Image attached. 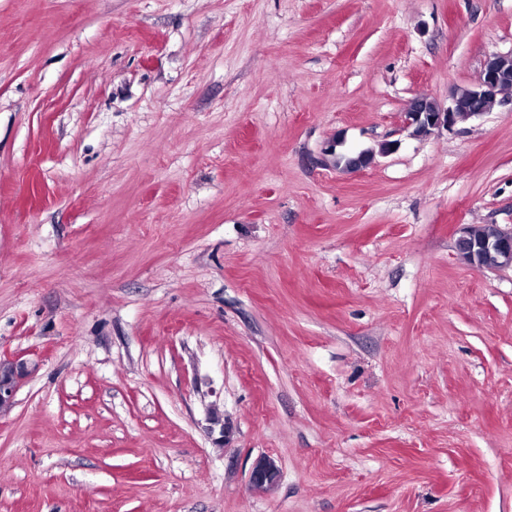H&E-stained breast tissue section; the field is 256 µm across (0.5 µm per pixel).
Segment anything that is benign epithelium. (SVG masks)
<instances>
[{"label": "benign epithelium", "mask_w": 512, "mask_h": 512, "mask_svg": "<svg viewBox=\"0 0 512 512\" xmlns=\"http://www.w3.org/2000/svg\"><path fill=\"white\" fill-rule=\"evenodd\" d=\"M512 55L499 53L489 55L477 84L455 89L448 105L419 96L411 99L403 110L404 122L409 125L423 124L434 133L441 129H451L458 122L478 118L488 111V105L496 102L497 95L507 84H512V69L506 61ZM459 256L469 266H477V260L486 252L498 254L505 266H512V231H505L499 225L479 238L473 236L471 227H463L457 239ZM33 371L31 364L20 356L0 361V410L12 405L18 386ZM280 478V471L274 461L263 458L256 462L249 474V482L256 490L273 488Z\"/></svg>", "instance_id": "obj_1"}]
</instances>
